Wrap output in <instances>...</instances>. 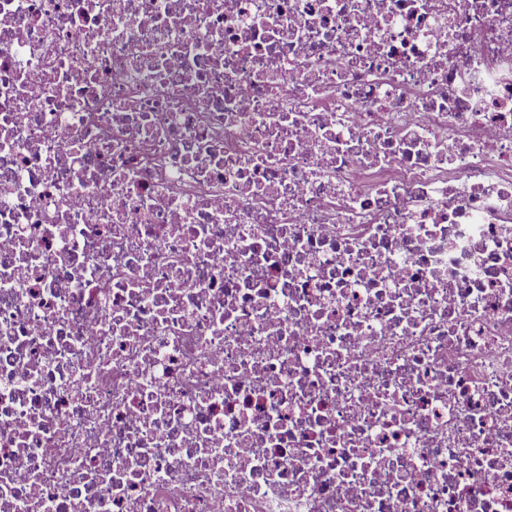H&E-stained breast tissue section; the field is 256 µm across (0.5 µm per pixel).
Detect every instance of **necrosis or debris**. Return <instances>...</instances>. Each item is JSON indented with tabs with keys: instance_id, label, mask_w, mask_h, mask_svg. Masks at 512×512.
<instances>
[{
	"instance_id": "obj_1",
	"label": "necrosis or debris",
	"mask_w": 512,
	"mask_h": 512,
	"mask_svg": "<svg viewBox=\"0 0 512 512\" xmlns=\"http://www.w3.org/2000/svg\"><path fill=\"white\" fill-rule=\"evenodd\" d=\"M0 512H512V0H0Z\"/></svg>"
}]
</instances>
